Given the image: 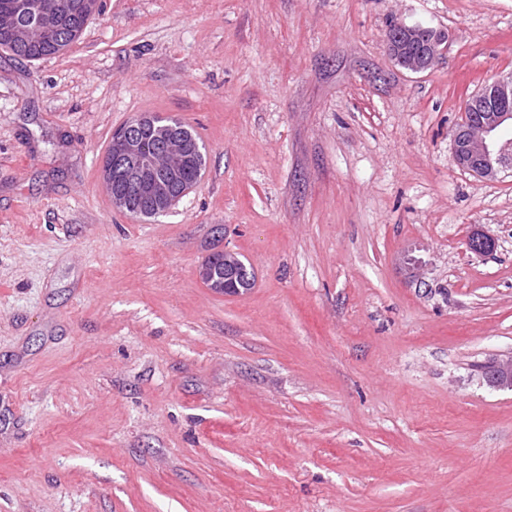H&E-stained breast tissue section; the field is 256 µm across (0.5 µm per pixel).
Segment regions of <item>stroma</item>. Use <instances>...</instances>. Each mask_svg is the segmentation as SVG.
I'll use <instances>...</instances> for the list:
<instances>
[{
	"instance_id": "stroma-1",
	"label": "stroma",
	"mask_w": 512,
	"mask_h": 512,
	"mask_svg": "<svg viewBox=\"0 0 512 512\" xmlns=\"http://www.w3.org/2000/svg\"><path fill=\"white\" fill-rule=\"evenodd\" d=\"M100 2L56 55L0 48V512H512L479 370L512 353V172L451 141L512 0ZM395 21L447 53L401 69ZM145 113L206 152L151 219L102 178ZM227 247L236 297L199 277ZM88 19H89V17H83V18L75 21L74 26H73L75 33L69 34L67 41L64 44L63 49L68 47L71 43H73L79 37V35L82 32L84 26L86 25ZM5 49H7V48H5ZM63 49L51 50V49H45L41 46L34 45V46L28 47L26 49L18 50V51L14 50V49H7V50L11 51L13 54H15L18 57L25 58L28 60H35V59H40V58H43L46 56L56 54V53L62 51ZM448 30L426 23L394 22L386 32V47L401 68L420 73L448 51ZM154 117L157 118V119H160L162 121L173 122V123L179 124L182 127H185L188 130H190L185 124H183L179 120L172 119V118H162V117H159V116H154ZM192 134L194 136H196V138H197V140H198V142L200 144V150L202 152V157L200 158L201 160H200L199 163L196 160L193 161L188 166V168L184 171L183 181H184L185 184H187L188 187H191V186H193L194 184L197 183V181L199 180V178L202 175V171L205 168V162H206V159H205V146H204L203 142L200 141V138L197 135H195L193 132H192Z\"/></svg>"
}]
</instances>
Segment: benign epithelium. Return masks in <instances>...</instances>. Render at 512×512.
I'll return each mask as SVG.
<instances>
[{"label": "benign epithelium", "instance_id": "obj_1", "mask_svg": "<svg viewBox=\"0 0 512 512\" xmlns=\"http://www.w3.org/2000/svg\"><path fill=\"white\" fill-rule=\"evenodd\" d=\"M98 0H15L0 11V36L10 47L32 40L55 48L64 36L65 22L77 13L93 14ZM386 47L401 68L420 73L448 51V30L426 23H393L386 32ZM154 147L146 151L144 142ZM196 143L181 129L140 115L114 133L103 162V178L111 184V172H121L142 195L145 209L136 213L149 218L168 208L180 188L178 175ZM455 164L480 178H494L512 170V73L485 85L462 108V120L452 131ZM468 246L477 253H489L495 242L475 229ZM243 261L224 249L212 253L201 265L204 283L219 293L237 294L236 278ZM486 384L496 390L512 391V354L495 356L485 367Z\"/></svg>", "mask_w": 512, "mask_h": 512}]
</instances>
